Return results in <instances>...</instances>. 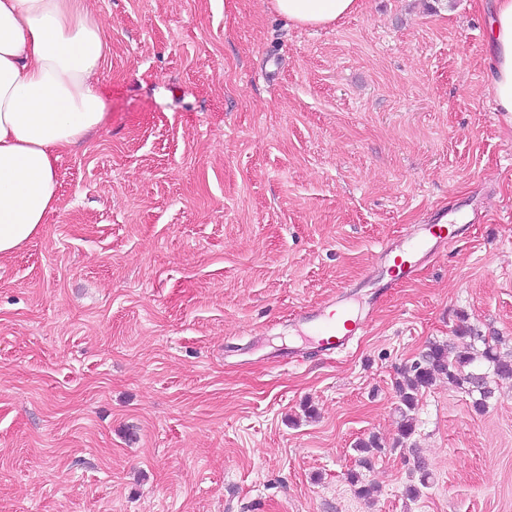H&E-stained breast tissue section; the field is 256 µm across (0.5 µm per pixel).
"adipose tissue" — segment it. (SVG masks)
Wrapping results in <instances>:
<instances>
[{
  "instance_id": "obj_1",
  "label": "adipose tissue",
  "mask_w": 512,
  "mask_h": 512,
  "mask_svg": "<svg viewBox=\"0 0 512 512\" xmlns=\"http://www.w3.org/2000/svg\"><path fill=\"white\" fill-rule=\"evenodd\" d=\"M297 25L324 27L362 0H271ZM490 86L512 118V0L489 20ZM105 26L86 0H0V257L19 251L58 209V162L105 121L96 75Z\"/></svg>"
}]
</instances>
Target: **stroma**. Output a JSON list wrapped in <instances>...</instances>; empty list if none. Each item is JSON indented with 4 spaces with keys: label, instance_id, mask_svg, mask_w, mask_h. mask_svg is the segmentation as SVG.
I'll list each match as a JSON object with an SVG mask.
<instances>
[{
    "label": "stroma",
    "instance_id": "1",
    "mask_svg": "<svg viewBox=\"0 0 512 512\" xmlns=\"http://www.w3.org/2000/svg\"><path fill=\"white\" fill-rule=\"evenodd\" d=\"M87 5L103 128L0 257V512H512V378L480 410L437 377L397 443L429 343L471 327L512 361L494 0H365L322 28L269 0ZM444 211L467 230L375 298L382 247ZM342 293L369 323L325 358L295 316Z\"/></svg>",
    "mask_w": 512,
    "mask_h": 512
}]
</instances>
